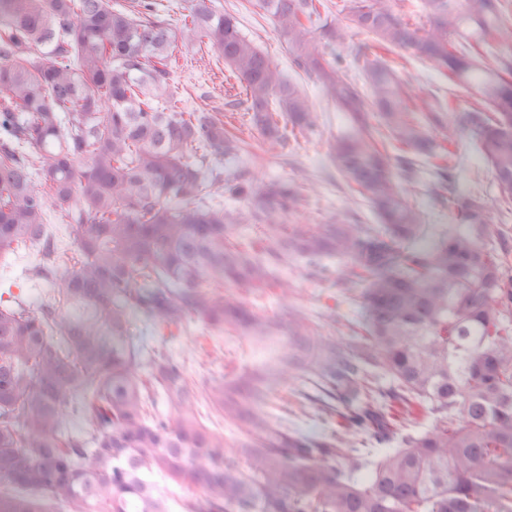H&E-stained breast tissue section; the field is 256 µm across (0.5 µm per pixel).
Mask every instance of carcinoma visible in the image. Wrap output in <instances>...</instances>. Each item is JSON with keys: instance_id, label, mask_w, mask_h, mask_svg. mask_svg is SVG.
I'll list each match as a JSON object with an SVG mask.
<instances>
[{"instance_id": "cac0c4a2", "label": "carcinoma", "mask_w": 512, "mask_h": 512, "mask_svg": "<svg viewBox=\"0 0 512 512\" xmlns=\"http://www.w3.org/2000/svg\"><path fill=\"white\" fill-rule=\"evenodd\" d=\"M325 95L358 128L336 141L333 161L366 199L378 224H290L303 186H269L211 162L233 159L241 139L208 112L168 105L176 43L153 0L138 12L108 0H0V254L38 247L37 280L53 281L37 308L17 295L0 307V512H171L170 486L195 491L180 512H512V278L506 249L484 242L490 221L478 198L458 207L465 232L422 224L409 199L423 170L449 179L459 161L430 128L456 108L434 110L407 91L384 62L364 66L370 94L319 51L344 37L317 27L322 0H261ZM352 27L374 34L452 83H474L484 104L456 116L457 128L491 166L512 203V64L485 71L477 60L512 42L508 0H426L420 26L389 0H348ZM182 31L205 38L245 86L242 106L266 140L316 124L308 100L240 31L235 17L191 5ZM380 114L392 149L377 139ZM249 200L226 211L215 185ZM76 226V256L55 251L48 204ZM251 224L243 239L237 226ZM427 237L433 244L418 247ZM295 256L326 280L369 284L368 320L348 346L319 341L293 315L255 312L250 295L292 288L275 277ZM226 292H221L222 288ZM159 329L194 318L235 335L262 359L211 386L206 399L237 429L229 441L201 415L199 391L180 359L131 336L127 312ZM390 377L383 386L372 374ZM319 380L313 397L341 430L320 437L288 428L259 409L267 372ZM163 396L169 411L156 409ZM425 410L433 424L379 444ZM70 419L82 423L74 432Z\"/></svg>"}]
</instances>
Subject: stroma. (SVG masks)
Segmentation results:
<instances>
[{"label":"stroma","mask_w":512,"mask_h":512,"mask_svg":"<svg viewBox=\"0 0 512 512\" xmlns=\"http://www.w3.org/2000/svg\"><path fill=\"white\" fill-rule=\"evenodd\" d=\"M217 10L232 14L242 33L277 66L290 83L305 94L317 115L313 131L288 142L283 148H269L253 128L248 112L228 111V100L244 95L239 80L225 65L222 57L199 39L177 40L172 56L170 89L172 103L180 112L205 111L224 121L227 128L243 141L242 149L232 164L221 165L223 176L250 172L263 184L277 182L305 183V200L297 213L290 216L293 224H326L336 213L354 209L362 223L373 224L376 214L367 202L352 198L348 179L339 173L331 158L336 139L356 134L349 113L339 111L323 94L319 83L307 77L293 64L291 46L271 18L259 7L258 0H213ZM337 0H325L330 23L347 28L344 41L321 45L326 59L344 70L357 83H364V63L376 58L393 66L401 79L410 81L416 93L428 101L454 99L458 110L480 103L477 85L448 83L429 71L421 62L402 56L400 51L379 49L373 34L350 27L345 14L339 13ZM457 150L462 165L455 171V201L448 204L437 193L438 177L423 175L419 191L411 204L423 223L437 225L441 230H460L456 206L471 198H481L492 215L488 238L503 240L512 247V218L499 220L501 208L493 172L468 135H461ZM35 249L9 256H0V293L24 294L31 305H39L49 286L31 280L29 270L34 263ZM294 291L288 301L278 299L274 289L249 304L261 315L277 319L284 313L307 317L317 326L320 338L348 343V323L365 321L368 312L362 300L365 283H358L355 300L343 297L337 281L321 282L307 276L304 264L289 261L279 271ZM136 339L184 360L186 374L197 388L222 382L225 373L252 364L254 357L247 347L227 334L205 327L195 319H187L176 329L157 333L151 323L137 312H129ZM288 400V426L302 434L319 436L329 433L330 420L318 416L310 401L299 395L297 386L278 378L269 382V398L261 409L275 414L279 398Z\"/></svg>","instance_id":"obj_1"}]
</instances>
